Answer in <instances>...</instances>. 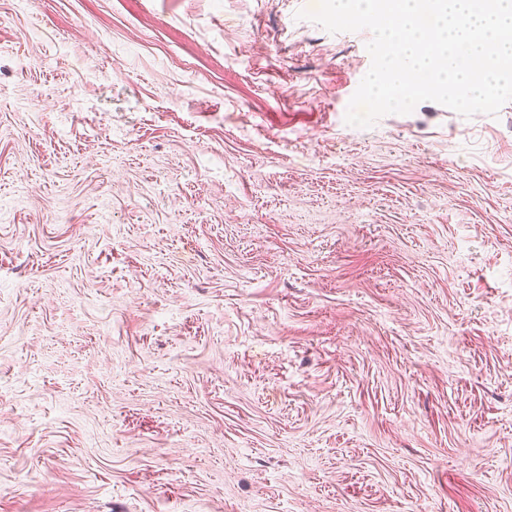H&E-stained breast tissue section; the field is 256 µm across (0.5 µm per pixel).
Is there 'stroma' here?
Masks as SVG:
<instances>
[{"mask_svg": "<svg viewBox=\"0 0 512 512\" xmlns=\"http://www.w3.org/2000/svg\"><path fill=\"white\" fill-rule=\"evenodd\" d=\"M314 2L0 0V512H512V101Z\"/></svg>", "mask_w": 512, "mask_h": 512, "instance_id": "1", "label": "stroma"}]
</instances>
